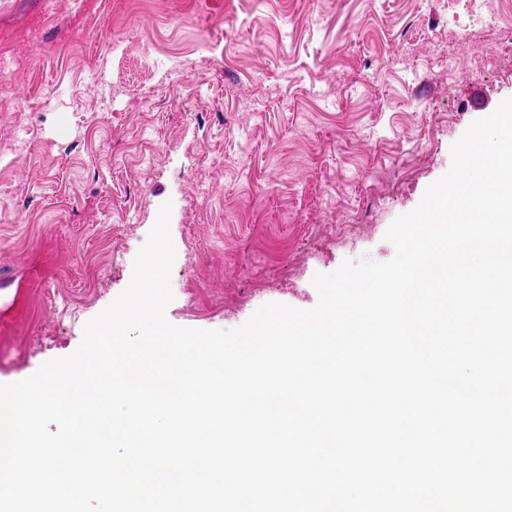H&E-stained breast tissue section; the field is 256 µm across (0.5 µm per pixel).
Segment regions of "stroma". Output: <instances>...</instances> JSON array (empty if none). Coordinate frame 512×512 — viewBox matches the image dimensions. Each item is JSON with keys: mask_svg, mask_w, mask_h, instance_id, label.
Wrapping results in <instances>:
<instances>
[{"mask_svg": "<svg viewBox=\"0 0 512 512\" xmlns=\"http://www.w3.org/2000/svg\"><path fill=\"white\" fill-rule=\"evenodd\" d=\"M509 28L512 0H0V384L78 348L166 202L179 327L310 309L315 274L392 259L512 98Z\"/></svg>", "mask_w": 512, "mask_h": 512, "instance_id": "stroma-1", "label": "stroma"}]
</instances>
